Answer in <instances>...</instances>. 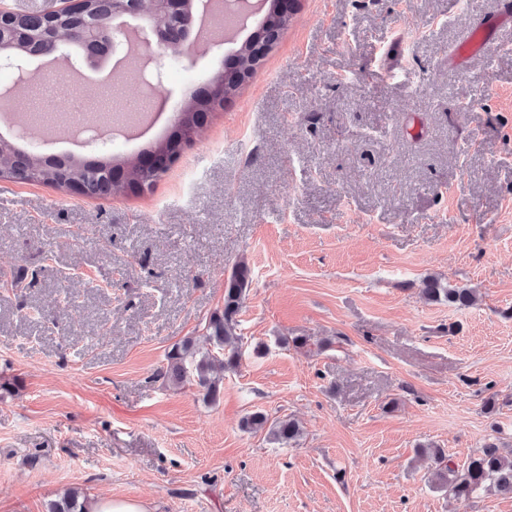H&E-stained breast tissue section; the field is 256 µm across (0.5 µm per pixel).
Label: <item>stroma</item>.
Listing matches in <instances>:
<instances>
[{
	"label": "stroma",
	"mask_w": 512,
	"mask_h": 512,
	"mask_svg": "<svg viewBox=\"0 0 512 512\" xmlns=\"http://www.w3.org/2000/svg\"><path fill=\"white\" fill-rule=\"evenodd\" d=\"M498 0H297L261 67L141 194L0 178V512H512L435 489L512 448V26ZM496 44L461 65L463 33ZM235 42L163 53L168 134ZM246 261L216 401L162 377ZM477 302L425 301L422 279ZM305 336L304 349L288 346ZM494 399V411L484 403ZM296 419V442L242 426ZM89 512H147L146 505L137 500L100 498L90 504Z\"/></svg>",
	"instance_id": "1"
}]
</instances>
